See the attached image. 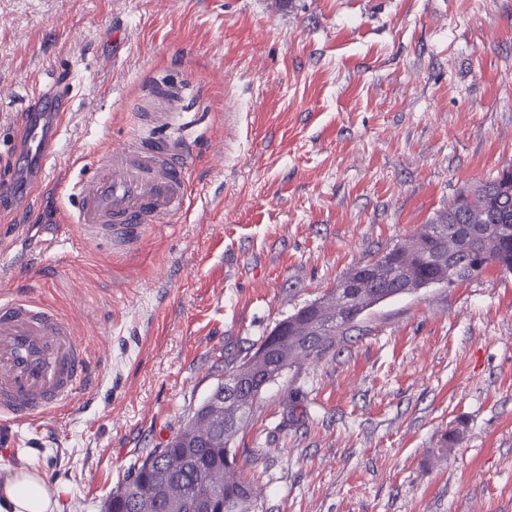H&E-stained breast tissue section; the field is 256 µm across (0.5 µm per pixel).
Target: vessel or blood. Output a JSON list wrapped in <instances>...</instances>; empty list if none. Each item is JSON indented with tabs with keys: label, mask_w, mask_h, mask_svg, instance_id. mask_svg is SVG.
<instances>
[{
	"label": "vessel or blood",
	"mask_w": 512,
	"mask_h": 512,
	"mask_svg": "<svg viewBox=\"0 0 512 512\" xmlns=\"http://www.w3.org/2000/svg\"><path fill=\"white\" fill-rule=\"evenodd\" d=\"M69 104V83L58 77L27 104L28 146L39 160L49 158L59 132L58 125H44L46 111L61 114ZM187 170L184 153L133 136L78 184L73 221L86 237L140 246L150 225L183 211ZM90 381L91 362L68 319L32 297L0 299V419L49 421L73 409Z\"/></svg>",
	"instance_id": "obj_1"
}]
</instances>
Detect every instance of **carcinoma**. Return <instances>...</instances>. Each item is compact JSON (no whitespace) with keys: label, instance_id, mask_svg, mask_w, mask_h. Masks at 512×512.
I'll return each mask as SVG.
<instances>
[{"label":"carcinoma","instance_id":"cac0c4a2","mask_svg":"<svg viewBox=\"0 0 512 512\" xmlns=\"http://www.w3.org/2000/svg\"><path fill=\"white\" fill-rule=\"evenodd\" d=\"M474 200L459 196L455 206L421 227V247L413 265L421 286L451 285L495 267L512 272V168L503 169L474 186ZM442 228L457 236L460 248L456 270L436 263ZM367 272L373 280L365 294L347 302L341 314L329 311L323 299L311 302L280 321L255 351L225 365L224 381L212 395H224L228 414L205 400L179 432L146 455L112 492L105 512H175L170 495L196 498L205 512H246L254 483L244 475L236 449L227 447L224 433H238L257 409L265 389L300 361L333 346L336 336L353 327L372 307L411 293L407 262L394 248L355 267L338 286ZM263 365L257 375L245 369L257 356Z\"/></svg>","mask_w":512,"mask_h":512}]
</instances>
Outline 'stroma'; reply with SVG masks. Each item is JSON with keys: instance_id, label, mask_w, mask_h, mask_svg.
Instances as JSON below:
<instances>
[{"instance_id": "obj_1", "label": "stroma", "mask_w": 512, "mask_h": 512, "mask_svg": "<svg viewBox=\"0 0 512 512\" xmlns=\"http://www.w3.org/2000/svg\"><path fill=\"white\" fill-rule=\"evenodd\" d=\"M60 72L57 147L14 169ZM144 132L191 151L187 206L104 264L58 216ZM508 167L512 0H0V172L35 184L0 211V295L75 317L97 377L53 422L0 426V469L103 512L225 361ZM234 445L255 512H512V273L374 306Z\"/></svg>"}]
</instances>
